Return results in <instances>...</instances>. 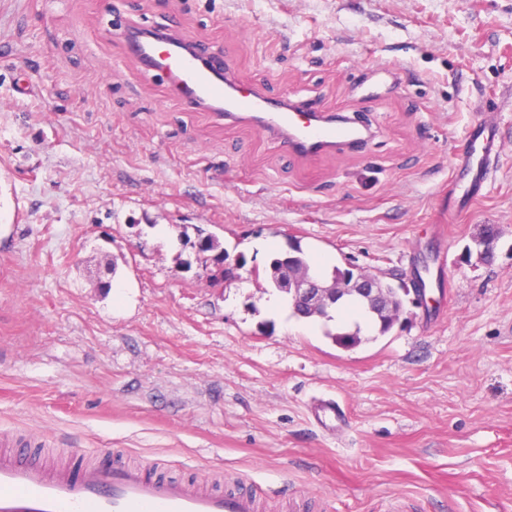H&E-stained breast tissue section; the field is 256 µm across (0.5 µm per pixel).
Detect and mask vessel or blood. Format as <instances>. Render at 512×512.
Returning <instances> with one entry per match:
<instances>
[{
    "label": "vessel or blood",
    "instance_id": "vessel-or-blood-1",
    "mask_svg": "<svg viewBox=\"0 0 512 512\" xmlns=\"http://www.w3.org/2000/svg\"><path fill=\"white\" fill-rule=\"evenodd\" d=\"M126 57L162 77L176 98L227 122L247 121L285 154L314 158L354 147L365 136L349 119L316 111L308 102L271 98L237 82L230 59L191 39L162 30L128 26ZM471 150L455 169L456 178L484 182L491 165L484 130L470 134ZM255 493H218L153 478L148 467L97 465L61 472L35 464L23 452L0 455V512H259Z\"/></svg>",
    "mask_w": 512,
    "mask_h": 512
}]
</instances>
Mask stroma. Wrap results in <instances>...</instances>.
I'll list each match as a JSON object with an SVG mask.
<instances>
[{"label":"stroma","mask_w":512,"mask_h":512,"mask_svg":"<svg viewBox=\"0 0 512 512\" xmlns=\"http://www.w3.org/2000/svg\"><path fill=\"white\" fill-rule=\"evenodd\" d=\"M128 18L369 143L292 158L183 108L123 59ZM1 56L0 445L322 512H512V0H0ZM386 60L385 94L363 97ZM476 125L493 173L442 193ZM486 224L489 263L466 252ZM209 236L234 275L200 263ZM292 239L327 275L426 276L427 305L339 348L336 321L269 310ZM322 400L344 426L314 417Z\"/></svg>","instance_id":"stroma-1"}]
</instances>
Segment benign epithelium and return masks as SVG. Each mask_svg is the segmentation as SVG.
Returning <instances> with one entry per match:
<instances>
[{"mask_svg":"<svg viewBox=\"0 0 512 512\" xmlns=\"http://www.w3.org/2000/svg\"><path fill=\"white\" fill-rule=\"evenodd\" d=\"M472 243L480 257L493 254L495 240L484 232H479ZM273 273L276 288L289 295L292 309L302 318L320 317L335 303L348 297L365 305L390 330L401 323L404 301L391 292L379 276L351 262L347 263V272L326 280L299 263L293 250Z\"/></svg>","mask_w":512,"mask_h":512,"instance_id":"1","label":"benign epithelium"}]
</instances>
